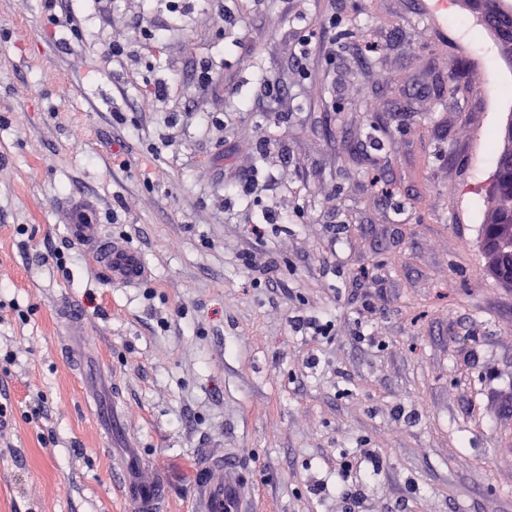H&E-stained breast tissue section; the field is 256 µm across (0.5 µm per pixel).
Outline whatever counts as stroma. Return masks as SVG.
<instances>
[{
    "label": "stroma",
    "mask_w": 512,
    "mask_h": 512,
    "mask_svg": "<svg viewBox=\"0 0 512 512\" xmlns=\"http://www.w3.org/2000/svg\"><path fill=\"white\" fill-rule=\"evenodd\" d=\"M447 2L440 33L416 0H0V512H128L130 436L165 512L214 441L260 512H512V288L481 247L507 60ZM74 196L139 252L137 287L71 237ZM72 307L119 386L109 445L60 355ZM503 83H512V75L510 72H500L496 77L489 81L487 86V97H488V105L491 112H502L510 109L511 100H505L501 97L500 93L506 97H510L504 94V89L506 87H510L511 85H503L499 87Z\"/></svg>",
    "instance_id": "1"
}]
</instances>
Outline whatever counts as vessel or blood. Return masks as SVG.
I'll use <instances>...</instances> for the list:
<instances>
[{
	"mask_svg": "<svg viewBox=\"0 0 512 512\" xmlns=\"http://www.w3.org/2000/svg\"><path fill=\"white\" fill-rule=\"evenodd\" d=\"M72 238L91 254L95 264L120 284H137L146 274L139 255L122 242L107 238L100 224L84 222L92 204L86 200L69 203ZM137 446H130L120 457L114 475L130 512H159L166 486L157 471L141 464ZM191 512H258V499L252 478L247 477L241 456L235 449L200 458L191 490Z\"/></svg>",
	"mask_w": 512,
	"mask_h": 512,
	"instance_id": "b4317fda",
	"label": "vessel or blood"
}]
</instances>
